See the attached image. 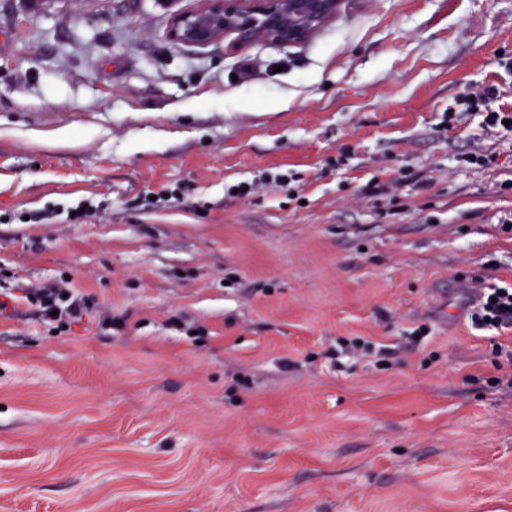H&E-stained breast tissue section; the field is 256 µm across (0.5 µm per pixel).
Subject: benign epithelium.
Returning a JSON list of instances; mask_svg holds the SVG:
<instances>
[{
    "mask_svg": "<svg viewBox=\"0 0 512 512\" xmlns=\"http://www.w3.org/2000/svg\"><path fill=\"white\" fill-rule=\"evenodd\" d=\"M340 0H202L170 16L173 43L204 48L228 36L238 46L258 42L291 47L336 15Z\"/></svg>",
    "mask_w": 512,
    "mask_h": 512,
    "instance_id": "1",
    "label": "benign epithelium"
}]
</instances>
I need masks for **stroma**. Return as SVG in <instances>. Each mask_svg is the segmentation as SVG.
Here are the masks:
<instances>
[{"mask_svg":"<svg viewBox=\"0 0 512 512\" xmlns=\"http://www.w3.org/2000/svg\"><path fill=\"white\" fill-rule=\"evenodd\" d=\"M200 4L0 0V512H512V329L470 318L512 288V0L171 42ZM64 279L90 323L20 297Z\"/></svg>","mask_w":512,"mask_h":512,"instance_id":"35a3bbf8","label":"stroma"}]
</instances>
